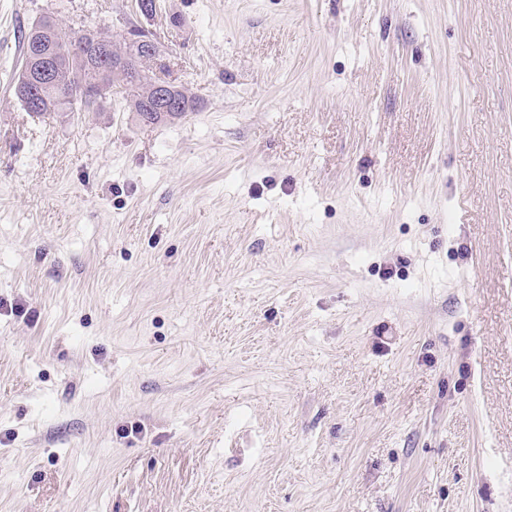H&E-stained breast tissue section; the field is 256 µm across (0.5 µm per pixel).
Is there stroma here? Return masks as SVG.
Segmentation results:
<instances>
[{"label": "stroma", "mask_w": 512, "mask_h": 512, "mask_svg": "<svg viewBox=\"0 0 512 512\" xmlns=\"http://www.w3.org/2000/svg\"><path fill=\"white\" fill-rule=\"evenodd\" d=\"M46 14L197 111L31 117ZM0 512H512V0H0Z\"/></svg>", "instance_id": "stroma-1"}]
</instances>
